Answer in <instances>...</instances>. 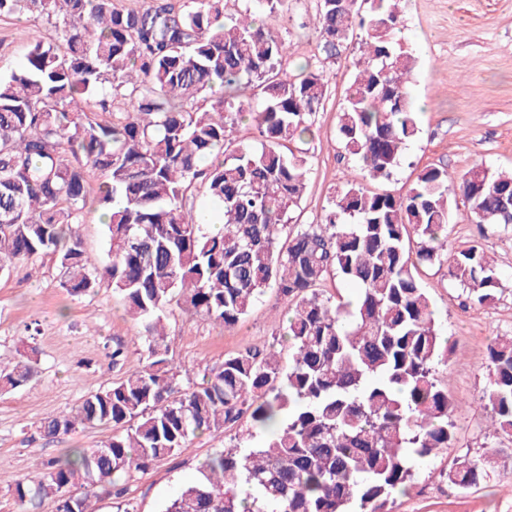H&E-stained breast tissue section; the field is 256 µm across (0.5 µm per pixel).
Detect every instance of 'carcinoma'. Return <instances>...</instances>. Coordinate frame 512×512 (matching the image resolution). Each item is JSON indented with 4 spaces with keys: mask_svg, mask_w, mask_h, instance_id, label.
<instances>
[{
    "mask_svg": "<svg viewBox=\"0 0 512 512\" xmlns=\"http://www.w3.org/2000/svg\"><path fill=\"white\" fill-rule=\"evenodd\" d=\"M254 2L262 20L248 7L228 22L224 0H148L126 11L112 0H0V17L28 15L56 32L0 76V272L58 255L71 294L105 283L121 295L143 324L147 353L73 412L40 422L48 437L108 424L115 433L16 482L21 502L56 497L66 484L80 490V512H91L97 491L120 497L129 470L246 418L266 433L263 443L216 454L165 512H388L412 462L452 439L456 403L434 376L446 350L416 263L440 261L457 194L471 223L512 226L503 205L512 172L477 164L455 179L429 166L399 194L348 179L320 222L292 223L308 159L285 149L313 134L327 84L316 71L290 79L282 68L288 45L273 21L288 0ZM318 2L326 56L364 31L338 131L363 176L388 180L420 134L413 55L395 39L399 0ZM119 97L130 110L113 111ZM246 115L255 145L233 136ZM89 167L102 177L104 264L71 228L83 221ZM200 189L219 205L223 231L211 232L195 208ZM448 271L469 299L495 300L497 270L477 247L459 251ZM331 275L358 288L354 310L320 289ZM269 288L288 304V366L275 345L253 347L182 387L163 309L174 302L229 328ZM489 359L480 402L494 431L512 436V337L495 338ZM36 373L37 361L22 357L0 368V382L14 390ZM496 473L495 455L481 454L455 461L447 479L467 489Z\"/></svg>",
    "mask_w": 512,
    "mask_h": 512,
    "instance_id": "1",
    "label": "carcinoma"
}]
</instances>
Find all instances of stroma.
I'll use <instances>...</instances> for the list:
<instances>
[{
	"label": "stroma",
	"mask_w": 512,
	"mask_h": 512,
	"mask_svg": "<svg viewBox=\"0 0 512 512\" xmlns=\"http://www.w3.org/2000/svg\"><path fill=\"white\" fill-rule=\"evenodd\" d=\"M317 0H290L275 27L289 46L284 69L296 76L312 64L323 74L327 97L315 116L308 149L306 191L296 215L299 223L319 221L333 191L346 175L357 172L337 135L339 112L360 57L359 38H350L338 55L326 57L316 30ZM398 34L416 57L410 90L421 135L409 143L401 168L385 182L364 180L370 190L402 192L423 168H446L455 177L482 163L512 169V0H403ZM52 38L44 21L26 16L0 19V75L24 62L35 36ZM100 173L86 172L89 204L75 231L86 253L105 262L106 227L97 205ZM479 245L493 260L500 281L488 305H466L447 264L420 269V283L430 296L436 324L448 340V356L436 377L447 386L457 407L452 416L454 440L446 450L418 462L407 492L396 494L390 512H512V442L494 434L477 399L488 381V347L512 336V229L470 223L457 204L448 224V253ZM57 255L47 253L15 264L0 276V359L10 360L36 348L38 373L26 386L0 391V512H19L14 484L42 469L47 461L71 458L79 448H95L111 438V426L79 427L44 437L36 427L45 418L71 412L85 397L125 376L145 355L142 326L131 319L119 295L100 287L74 297L63 286ZM286 303L268 289L235 326L168 306L164 323L169 357L183 369V384L200 381L205 369L228 355L272 343ZM125 359L113 364L112 351ZM252 430L250 421L231 429L199 434L183 453L148 469L133 470L120 485L122 499L136 512H163L185 485L196 481L203 464L232 445L235 435ZM500 449L494 482L469 489L450 486L446 473L457 458ZM119 499V500H122ZM119 500L92 498L94 512H117Z\"/></svg>",
	"instance_id": "stroma-1"
}]
</instances>
